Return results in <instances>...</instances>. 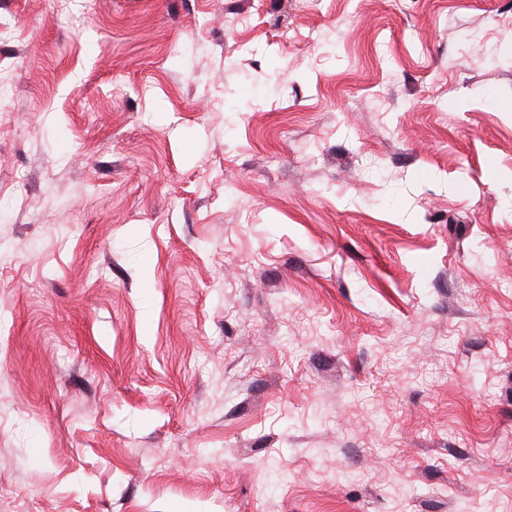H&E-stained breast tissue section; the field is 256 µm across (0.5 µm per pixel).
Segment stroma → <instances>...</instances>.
<instances>
[{
    "label": "stroma",
    "mask_w": 512,
    "mask_h": 512,
    "mask_svg": "<svg viewBox=\"0 0 512 512\" xmlns=\"http://www.w3.org/2000/svg\"><path fill=\"white\" fill-rule=\"evenodd\" d=\"M0 20V512H512V0Z\"/></svg>",
    "instance_id": "35a3bbf8"
}]
</instances>
